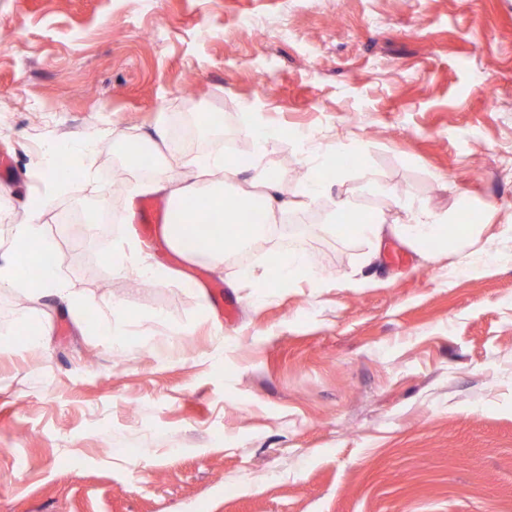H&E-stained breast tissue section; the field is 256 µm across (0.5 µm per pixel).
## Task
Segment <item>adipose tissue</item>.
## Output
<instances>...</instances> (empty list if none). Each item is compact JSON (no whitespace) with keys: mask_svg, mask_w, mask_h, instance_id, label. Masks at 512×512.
Returning <instances> with one entry per match:
<instances>
[{"mask_svg":"<svg viewBox=\"0 0 512 512\" xmlns=\"http://www.w3.org/2000/svg\"><path fill=\"white\" fill-rule=\"evenodd\" d=\"M55 156L67 157L72 166H81L84 153L81 149L58 145L53 147ZM47 161L44 171V188L40 194L30 198L28 209L31 217L27 223L15 225L10 248L0 254V288H12L38 301L47 297L65 296L67 306L73 313H81L86 307L83 298L65 295L64 284L59 277L58 247L56 241L46 234L38 217L52 197L61 191L55 173V163ZM190 177L176 179L160 174L146 185L149 193H164L172 207L194 212L193 223L170 228L167 238L170 246L184 254L187 260H196V253L186 250L183 241L196 234L200 223L217 224L224 231L222 238L212 244L207 257L214 262H223L227 252L252 246L277 235L274 224H245L243 213L258 209L265 213L279 208L276 197L279 180L275 174L263 175L260 191L243 189L227 190L226 182L237 174L238 165L224 155L205 156L195 160ZM336 211L348 218L347 223L336 225L339 235L379 240L384 231L403 239L409 245L421 248L433 243L440 249L457 252L474 245L481 227L469 223L462 216H448L418 209L410 223L384 227L371 217L355 215L349 199H337Z\"/></svg>","mask_w":512,"mask_h":512,"instance_id":"ef3b65f1","label":"adipose tissue"}]
</instances>
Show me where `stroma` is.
Masks as SVG:
<instances>
[{
  "mask_svg": "<svg viewBox=\"0 0 512 512\" xmlns=\"http://www.w3.org/2000/svg\"><path fill=\"white\" fill-rule=\"evenodd\" d=\"M0 252L58 144L83 168L41 222L88 315L0 288V512H512V0H0ZM253 111L290 130L267 169L340 152L323 194L247 260L189 262L145 234L139 168L113 194V142L149 145L176 115ZM224 150L156 169L188 176ZM436 213L485 224L494 262L424 260L391 233L336 235L334 202L410 222L366 173ZM115 210L164 278L132 287L79 212ZM324 211L327 220L313 215ZM302 252L316 282L249 274ZM238 304L225 322L210 289ZM131 314L122 356L112 304Z\"/></svg>",
  "mask_w": 512,
  "mask_h": 512,
  "instance_id": "1",
  "label": "stroma"
}]
</instances>
